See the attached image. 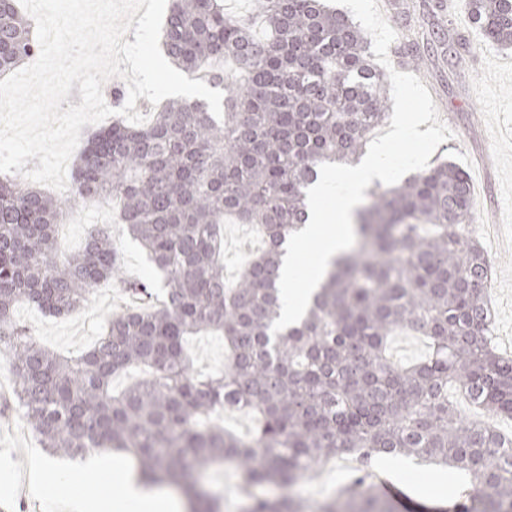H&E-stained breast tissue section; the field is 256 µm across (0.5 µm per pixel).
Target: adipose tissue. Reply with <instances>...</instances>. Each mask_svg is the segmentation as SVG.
Returning <instances> with one entry per match:
<instances>
[{
	"mask_svg": "<svg viewBox=\"0 0 512 512\" xmlns=\"http://www.w3.org/2000/svg\"><path fill=\"white\" fill-rule=\"evenodd\" d=\"M111 467L123 481L125 488L124 502L126 505L138 504L145 507L156 508L157 512H179L181 507L178 499L166 495L139 483L135 474L125 470L121 465H109L107 459H100L97 465L86 468L82 471H63L52 468L47 463L35 464L34 470L38 475L39 483L70 482L79 483L83 491L81 494L65 499L64 507L66 512H88L92 492L97 487V477L103 467Z\"/></svg>",
	"mask_w": 512,
	"mask_h": 512,
	"instance_id": "1",
	"label": "adipose tissue"
}]
</instances>
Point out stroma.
Returning <instances> with one entry per match:
<instances>
[{
  "label": "stroma",
  "instance_id": "1",
  "mask_svg": "<svg viewBox=\"0 0 512 512\" xmlns=\"http://www.w3.org/2000/svg\"><path fill=\"white\" fill-rule=\"evenodd\" d=\"M402 13H389L387 21L397 40L424 31L432 24L445 27L448 40L465 36L474 47L455 66L439 55L422 54L414 70L426 87L440 120L453 136L441 143L432 162H452L484 184L488 194L473 205L472 229L492 264L488 289L494 307L492 330L503 350L512 352V254L503 245L512 241V48L505 49L482 39L471 23L467 4L452 13L428 14L423 0H398ZM67 232L60 244L69 252L80 250L96 225L109 223L121 258L122 274L128 279L146 278L161 283L141 250L121 224L115 210L102 205L73 208L65 217ZM126 299L119 282L98 285L90 303L64 318L44 315L34 305L16 306L14 318L27 327L45 347L68 357L91 348L103 335L109 318L121 312ZM42 448L15 407L0 401V502L6 512H62V502L78 492L79 484L33 485L30 466ZM353 459H337L330 470H319L304 481V496L318 501L330 496L351 474ZM374 474L398 488V512H445L458 494L457 480L447 469L414 458L399 461L398 470L374 467Z\"/></svg>",
  "mask_w": 512,
  "mask_h": 512
}]
</instances>
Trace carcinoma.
Masks as SVG:
<instances>
[{"label": "carcinoma", "instance_id": "carcinoma-1", "mask_svg": "<svg viewBox=\"0 0 512 512\" xmlns=\"http://www.w3.org/2000/svg\"><path fill=\"white\" fill-rule=\"evenodd\" d=\"M266 33L224 12L222 0H169L166 55L190 79L226 91L222 118L205 101L169 99L150 124L116 120L82 144L65 199L0 178V350L11 392L51 455L83 459L123 449L156 483L171 481L192 512H218L205 479L216 465L243 474V512H300L288 493L314 467L353 451L363 468L320 512H394L368 482L379 454L434 459L469 481L454 512H512V436L463 419L455 387L492 416L512 419V358L489 343L486 290L492 266L469 230L465 172L442 162L387 186L375 183L354 211L355 245L336 255L304 317L280 332L283 245L306 222L307 190L324 163L366 154L387 118L386 75L368 37L322 0H255ZM486 39L512 46V0H469ZM17 0H0V75L40 51ZM429 50L457 61L470 49L429 30ZM109 198L163 274L150 284L122 276L104 229L61 255L56 227L69 208ZM257 224L268 246L224 284V218ZM135 303L111 317L76 359L42 347L14 320L20 301L67 316L102 280ZM409 328L432 340L423 361L398 366L388 338ZM224 336V370L194 371L186 336ZM147 374L126 389L114 376ZM242 403L258 415L244 440L214 423Z\"/></svg>", "mask_w": 512, "mask_h": 512}]
</instances>
